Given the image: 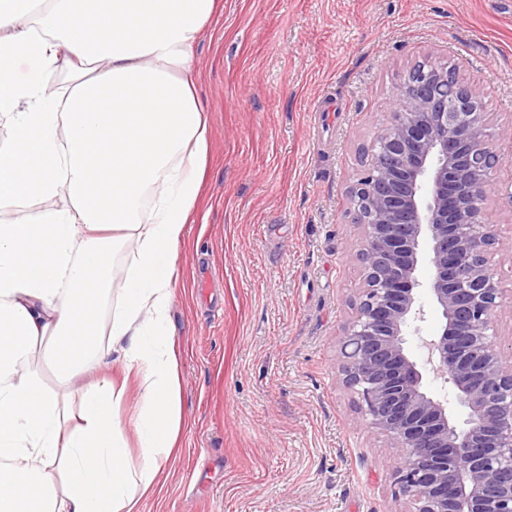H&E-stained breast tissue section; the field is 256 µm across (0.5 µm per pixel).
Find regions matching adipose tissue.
I'll return each mask as SVG.
<instances>
[{"mask_svg": "<svg viewBox=\"0 0 512 512\" xmlns=\"http://www.w3.org/2000/svg\"><path fill=\"white\" fill-rule=\"evenodd\" d=\"M217 6L0 0V512H137L178 451L170 309L208 154L194 46ZM62 193L67 207L33 215ZM109 358L136 376L127 418L125 386L92 380Z\"/></svg>", "mask_w": 512, "mask_h": 512, "instance_id": "adipose-tissue-1", "label": "adipose tissue"}]
</instances>
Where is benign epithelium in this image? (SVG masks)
Returning <instances> with one entry per match:
<instances>
[{"instance_id":"1","label":"benign epithelium","mask_w":512,"mask_h":512,"mask_svg":"<svg viewBox=\"0 0 512 512\" xmlns=\"http://www.w3.org/2000/svg\"><path fill=\"white\" fill-rule=\"evenodd\" d=\"M483 104L453 66L424 58L349 188L364 286L344 332L341 382L358 396L366 428L402 448L394 486L411 512H512V361L494 331L503 291L486 208L500 191L496 141L512 127L491 130ZM420 288L444 324L419 338V364L405 336L425 319ZM424 370L452 397L422 391ZM455 402L467 409L462 426Z\"/></svg>"}]
</instances>
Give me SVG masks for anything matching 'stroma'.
I'll return each instance as SVG.
<instances>
[{"instance_id":"stroma-1","label":"stroma","mask_w":512,"mask_h":512,"mask_svg":"<svg viewBox=\"0 0 512 512\" xmlns=\"http://www.w3.org/2000/svg\"><path fill=\"white\" fill-rule=\"evenodd\" d=\"M428 56L512 124V0H224L201 34L209 161L170 311L183 429L139 512H409L340 341L363 286L348 187ZM497 148L507 243L512 140Z\"/></svg>"}]
</instances>
